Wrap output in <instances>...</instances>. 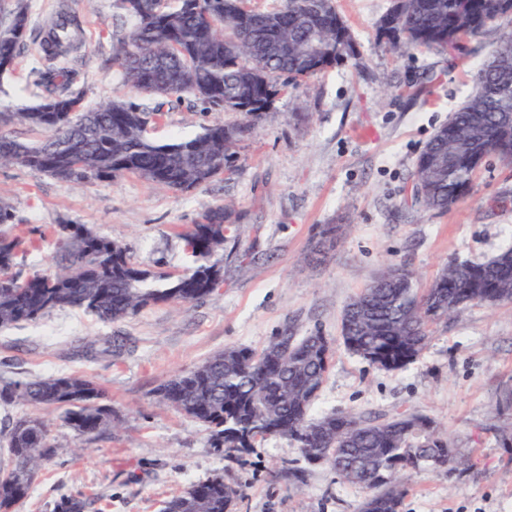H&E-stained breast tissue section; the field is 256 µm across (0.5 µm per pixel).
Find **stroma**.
<instances>
[{
    "label": "stroma",
    "mask_w": 512,
    "mask_h": 512,
    "mask_svg": "<svg viewBox=\"0 0 512 512\" xmlns=\"http://www.w3.org/2000/svg\"><path fill=\"white\" fill-rule=\"evenodd\" d=\"M391 0H336L354 58L288 86L235 148L232 175L187 191L154 189L134 175L60 182L19 165L0 167V198L14 209L12 234L28 240L21 274L52 269L53 224H83L125 246L142 268L183 272L193 259L182 230L229 205L234 231L219 260L224 281L208 298L159 303L123 321L57 309L0 330V383L65 373L91 376L106 392L112 426L76 435L59 410L43 411L59 453L35 474L17 512H56L79 496L87 512H161L165 501L214 476L241 488L235 512H360L366 489L330 466L308 463L287 439L258 440L240 458L219 454L207 431L158 405L155 388L227 347L261 348L284 324L321 333L333 355L315 414L410 412L430 418L458 451L455 471L423 469L406 484L400 512H512V303L475 304L430 327L421 356L381 371L346 349V303L389 265L402 264L424 288L448 261H483L512 247V164L488 155L470 192L445 213L404 206L427 142L473 94L474 76L502 32L500 21L453 50L393 51L378 31ZM82 35L77 85L93 108L133 97L112 67L131 28L114 0H28L29 35L59 14ZM37 62L24 50L0 77V108L37 101ZM239 114L172 105L148 136L190 138ZM342 225L341 237L325 236ZM123 336L120 355L106 350Z\"/></svg>",
    "instance_id": "35a3bbf8"
}]
</instances>
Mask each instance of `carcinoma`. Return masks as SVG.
Masks as SVG:
<instances>
[{
  "mask_svg": "<svg viewBox=\"0 0 512 512\" xmlns=\"http://www.w3.org/2000/svg\"><path fill=\"white\" fill-rule=\"evenodd\" d=\"M134 20L112 56L122 80L147 97L189 95L205 112H241L255 123L268 102L292 82L334 67L353 54L352 36L334 0H281L260 11L248 0H115ZM512 17V0H406L394 28L408 36L392 48L445 49ZM27 0H0V76L10 71L28 32ZM80 24L62 15L38 44L39 102L19 112L0 109V166L19 164L61 182H102L135 175L161 189L186 191L232 172L244 128L216 121L192 138L158 145L147 127L161 102L119 99L96 109L83 105L74 72L56 66L78 39ZM477 91L421 153L412 177L411 205L446 211L470 190L485 157L512 163V32L475 76ZM23 125L32 144L1 132ZM227 207L207 211L182 234L196 266L177 277L137 266L120 243L83 224H58L56 271H14L21 241L0 230V329L32 322L55 309H84L119 322L158 303H192L213 295L224 266ZM415 273L388 266L352 297L342 315L345 347L369 364L397 371L417 359L430 322L473 304L512 302V249L482 261L452 260L420 292ZM319 333L288 335L283 327L259 350L227 347L156 389L159 403L204 426L217 450L243 454L268 436L295 443L310 462L329 464L347 483L366 487L361 512H399L402 479L421 469H451L455 449L416 414L381 418L356 412L314 417L332 358ZM105 391L90 377L49 375L0 389V401L64 410L80 436L109 429ZM6 440L9 464L0 469V512H13L29 495L34 474L57 452L44 419L20 417ZM240 490L224 477L190 486L163 512H233Z\"/></svg>",
  "mask_w": 512,
  "mask_h": 512,
  "instance_id": "cac0c4a2",
  "label": "carcinoma"
}]
</instances>
